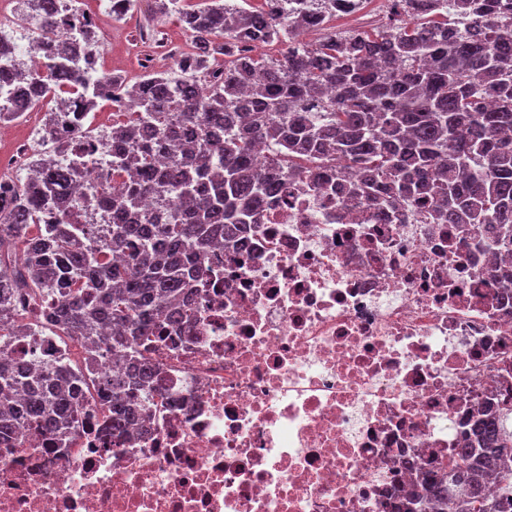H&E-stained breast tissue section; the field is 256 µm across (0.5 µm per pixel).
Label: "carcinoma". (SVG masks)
<instances>
[{"label": "carcinoma", "instance_id": "cac0c4a2", "mask_svg": "<svg viewBox=\"0 0 512 512\" xmlns=\"http://www.w3.org/2000/svg\"><path fill=\"white\" fill-rule=\"evenodd\" d=\"M22 11L55 28L67 23L58 0H22ZM354 0H265L258 11L229 0H162L194 43L174 59L180 75L149 72L129 86L110 73L87 76L65 48L47 51L40 71L0 68V81L30 78L36 98L49 95L54 127L70 152L63 164L45 155L26 180L0 200V303L26 289L42 304L40 320L99 348L98 329L112 326V355L121 374L97 384L112 435L127 433L153 401V367L139 344L162 329L160 318L182 319L173 302L190 282L211 274L218 240L232 243L252 214L306 176L326 182L336 161L363 177L347 193L379 212L408 199L445 224L481 225L490 245L512 250V0H407L404 13L374 31L338 33L326 27ZM323 31L298 46L301 30ZM286 46L278 57L253 51ZM229 58L221 70L210 58ZM112 102L125 120L112 124V172L123 192L95 187L112 209V236L93 248L75 234L66 186L100 141L86 130L88 113ZM178 138V153L162 170L156 153ZM269 148L257 164L258 145ZM155 196L161 210L141 214ZM52 212L60 233L40 224ZM95 376L57 364L34 371L0 354V391L24 397L0 404V437L39 426L63 445L78 393ZM512 496V403L477 409L454 458L422 474L403 512H502L486 493L489 474Z\"/></svg>", "mask_w": 512, "mask_h": 512}]
</instances>
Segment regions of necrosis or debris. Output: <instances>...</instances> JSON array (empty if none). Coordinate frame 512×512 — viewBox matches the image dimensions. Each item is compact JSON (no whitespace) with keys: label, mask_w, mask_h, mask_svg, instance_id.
Returning a JSON list of instances; mask_svg holds the SVG:
<instances>
[{"label":"necrosis or debris","mask_w":512,"mask_h":512,"mask_svg":"<svg viewBox=\"0 0 512 512\" xmlns=\"http://www.w3.org/2000/svg\"><path fill=\"white\" fill-rule=\"evenodd\" d=\"M96 158L68 189L84 224L111 221ZM476 237L296 178L142 347L156 411L116 443L88 390L65 447L0 438V512H401L478 405L512 396V284L482 274L512 256ZM0 343L85 364L48 327Z\"/></svg>","instance_id":"necrosis-or-debris-1"}]
</instances>
